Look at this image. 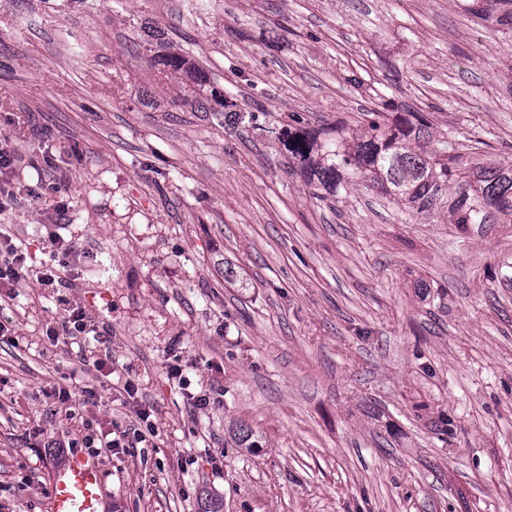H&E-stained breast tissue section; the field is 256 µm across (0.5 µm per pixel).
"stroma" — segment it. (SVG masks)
I'll list each match as a JSON object with an SVG mask.
<instances>
[{
  "label": "stroma",
  "instance_id": "stroma-1",
  "mask_svg": "<svg viewBox=\"0 0 512 512\" xmlns=\"http://www.w3.org/2000/svg\"><path fill=\"white\" fill-rule=\"evenodd\" d=\"M170 46L205 80L164 75ZM385 99L425 150L511 164L512 30L463 0H0V236L29 269L0 290V512H45L78 453L107 512H512V224L330 195L278 139Z\"/></svg>",
  "mask_w": 512,
  "mask_h": 512
}]
</instances>
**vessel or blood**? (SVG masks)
Here are the masks:
<instances>
[{"label":"vessel or blood","mask_w":512,"mask_h":512,"mask_svg":"<svg viewBox=\"0 0 512 512\" xmlns=\"http://www.w3.org/2000/svg\"><path fill=\"white\" fill-rule=\"evenodd\" d=\"M47 512H106V491L99 466L77 455L50 476Z\"/></svg>","instance_id":"1"}]
</instances>
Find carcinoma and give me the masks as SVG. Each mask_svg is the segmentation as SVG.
I'll use <instances>...</instances> for the list:
<instances>
[{
	"instance_id": "carcinoma-1",
	"label": "carcinoma",
	"mask_w": 512,
	"mask_h": 512,
	"mask_svg": "<svg viewBox=\"0 0 512 512\" xmlns=\"http://www.w3.org/2000/svg\"><path fill=\"white\" fill-rule=\"evenodd\" d=\"M465 10L482 20L499 12L498 21L512 23V0H471ZM161 65L172 71L194 68L175 53L164 57ZM428 128L421 112L392 118L382 112L366 130L336 127L320 137L283 129L279 140L289 158L300 161L334 194L350 176L360 175L388 189L401 210L422 211L448 197V223L461 231L492 219L512 224V165L476 168L460 154L427 152L420 139Z\"/></svg>"
}]
</instances>
